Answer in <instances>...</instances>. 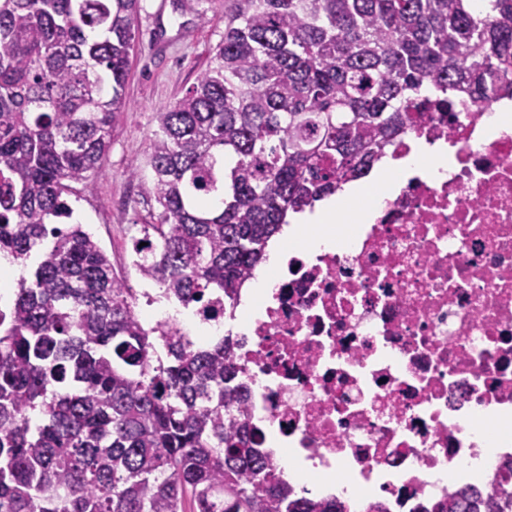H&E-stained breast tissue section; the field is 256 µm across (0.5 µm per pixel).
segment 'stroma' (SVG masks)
<instances>
[{
    "instance_id": "stroma-1",
    "label": "stroma",
    "mask_w": 512,
    "mask_h": 512,
    "mask_svg": "<svg viewBox=\"0 0 512 512\" xmlns=\"http://www.w3.org/2000/svg\"><path fill=\"white\" fill-rule=\"evenodd\" d=\"M141 5L125 85L128 109L112 128L106 160L72 202L74 221L95 235L115 271L136 289L143 283L130 264V239L152 211L145 195L152 178L145 156L154 114L195 83L224 33V0H203L194 13L175 11L172 0H142ZM135 168L139 177H130Z\"/></svg>"
}]
</instances>
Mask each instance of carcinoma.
<instances>
[{
  "instance_id": "1",
  "label": "carcinoma",
  "mask_w": 512,
  "mask_h": 512,
  "mask_svg": "<svg viewBox=\"0 0 512 512\" xmlns=\"http://www.w3.org/2000/svg\"><path fill=\"white\" fill-rule=\"evenodd\" d=\"M141 0H0V512H346L242 419L235 344L145 324L70 197L106 159ZM512 73V0H224L207 68L156 113L131 265L209 320L288 215L367 176L461 91ZM432 512H512L461 488Z\"/></svg>"
}]
</instances>
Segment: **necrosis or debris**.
I'll return each instance as SVG.
<instances>
[{
  "mask_svg": "<svg viewBox=\"0 0 512 512\" xmlns=\"http://www.w3.org/2000/svg\"><path fill=\"white\" fill-rule=\"evenodd\" d=\"M512 122L507 92L415 138L446 144L451 171L388 190L378 211L344 208L332 250L290 256L235 332L246 418L260 447L319 479L343 478L349 512H417L473 479L445 480L482 439L499 451L485 491L512 458Z\"/></svg>",
  "mask_w": 512,
  "mask_h": 512,
  "instance_id": "necrosis-or-debris-1",
  "label": "necrosis or debris"
}]
</instances>
